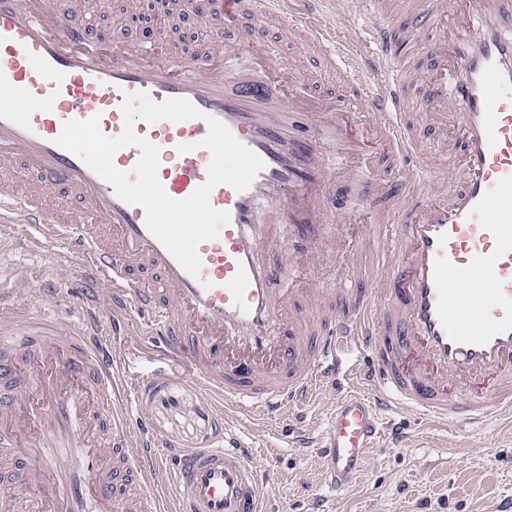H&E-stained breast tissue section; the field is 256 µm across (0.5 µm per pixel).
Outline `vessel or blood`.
I'll return each instance as SVG.
<instances>
[{
  "instance_id": "vessel-or-blood-1",
  "label": "vessel or blood",
  "mask_w": 512,
  "mask_h": 512,
  "mask_svg": "<svg viewBox=\"0 0 512 512\" xmlns=\"http://www.w3.org/2000/svg\"><path fill=\"white\" fill-rule=\"evenodd\" d=\"M324 2L176 0L180 20L204 25L209 43L174 54L125 24L99 37L63 0H0V224L35 228V252L62 243L65 262L111 296L113 327L139 316L220 416L269 418L342 389L317 443L340 492L381 437L383 413L410 407L460 432L512 418V0H411L399 26L391 0H351L371 52L343 45L344 97H301L303 71L277 62L263 31L290 18L300 42L325 48L336 31ZM141 91L201 112L134 125L159 150L170 198L209 178L207 117L264 163L248 189H213L212 207L230 220L198 245L195 277L142 207L56 143L65 122L94 116L120 135L123 96ZM347 97L372 120L357 123ZM417 112L447 144V180L423 158ZM18 166L34 192L16 182ZM381 168L372 216L355 225L339 184ZM299 234L301 263L346 245L339 288L287 287L281 264L262 261ZM12 298L0 285V379L15 384L0 393V456L12 461L0 480L29 464L41 491L11 512H163L161 482L176 488L174 512H262L251 451L227 430L191 450L162 447L151 465L131 456L111 352L84 323L59 324ZM353 349L365 359L347 372L340 361Z\"/></svg>"
}]
</instances>
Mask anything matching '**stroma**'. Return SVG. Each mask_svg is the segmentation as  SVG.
<instances>
[{
	"mask_svg": "<svg viewBox=\"0 0 512 512\" xmlns=\"http://www.w3.org/2000/svg\"><path fill=\"white\" fill-rule=\"evenodd\" d=\"M88 21L103 36L117 20L138 25L155 20L160 0H93ZM275 58H295L315 74L308 92L342 91L347 76L333 70L322 54L304 49L290 25H268ZM22 225L0 234V279L17 292V303L62 313L80 311L90 287L50 247L36 253L21 242ZM112 361L123 376L118 397L143 427H131L129 451L139 454L144 435L184 448L201 445L213 432L215 409L200 383L172 373L158 378L160 357L149 353L147 337L123 329L112 336ZM335 400L321 393L298 416L282 415L239 424L243 443L254 448L263 482L264 512H512V421H489L458 433L432 426L413 409L391 416L408 440L400 446L381 438L364 470L347 491L324 484L314 448L300 447L297 432L320 436Z\"/></svg>",
	"mask_w": 512,
	"mask_h": 512,
	"instance_id": "stroma-1",
	"label": "stroma"
}]
</instances>
